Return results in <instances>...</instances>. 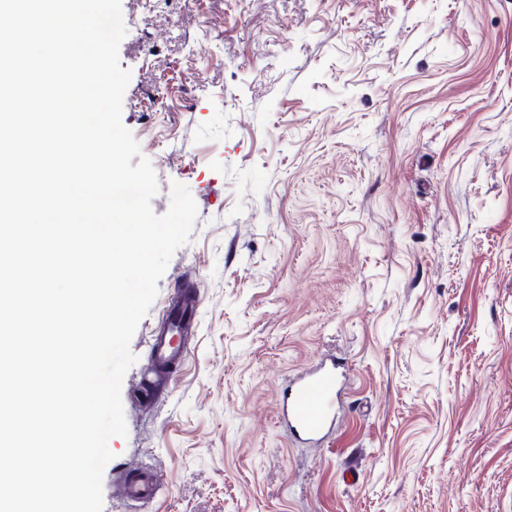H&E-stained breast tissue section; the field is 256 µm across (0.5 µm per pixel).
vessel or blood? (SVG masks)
Returning a JSON list of instances; mask_svg holds the SVG:
<instances>
[{
  "label": "vessel or blood",
  "mask_w": 512,
  "mask_h": 512,
  "mask_svg": "<svg viewBox=\"0 0 512 512\" xmlns=\"http://www.w3.org/2000/svg\"><path fill=\"white\" fill-rule=\"evenodd\" d=\"M198 296L193 287H183L168 306L151 333L148 350L149 382L143 386L140 400L154 403L163 397L173 373L184 362L186 350L182 339L193 325ZM344 363L325 356L289 380L282 398L278 421L294 437L317 445L335 430L337 411L346 382ZM162 483L158 471L142 468L123 484L128 500L138 501L156 495Z\"/></svg>",
  "instance_id": "vessel-or-blood-1"
}]
</instances>
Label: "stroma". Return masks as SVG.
Instances as JSON below:
<instances>
[{
	"mask_svg": "<svg viewBox=\"0 0 512 512\" xmlns=\"http://www.w3.org/2000/svg\"><path fill=\"white\" fill-rule=\"evenodd\" d=\"M122 120L198 215L130 343L102 512H512V0H122ZM199 296L167 397L150 331ZM342 358L334 434L278 396ZM157 470L128 505L116 476Z\"/></svg>",
	"mask_w": 512,
	"mask_h": 512,
	"instance_id": "1",
	"label": "stroma"
}]
</instances>
